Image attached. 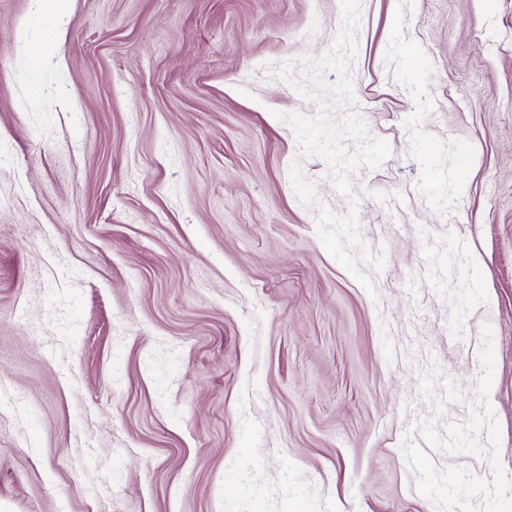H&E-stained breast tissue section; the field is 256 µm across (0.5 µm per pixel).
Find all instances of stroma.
Here are the masks:
<instances>
[{
	"label": "stroma",
	"mask_w": 512,
	"mask_h": 512,
	"mask_svg": "<svg viewBox=\"0 0 512 512\" xmlns=\"http://www.w3.org/2000/svg\"><path fill=\"white\" fill-rule=\"evenodd\" d=\"M341 28L0 0V512H512V0H360L351 199L276 117Z\"/></svg>",
	"instance_id": "35a3bbf8"
}]
</instances>
